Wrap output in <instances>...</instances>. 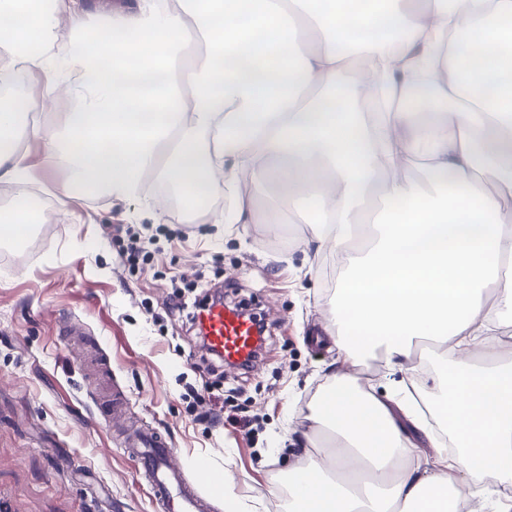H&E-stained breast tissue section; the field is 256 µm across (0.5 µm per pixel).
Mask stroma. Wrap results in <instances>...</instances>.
<instances>
[{"instance_id":"35a3bbf8","label":"stroma","mask_w":512,"mask_h":512,"mask_svg":"<svg viewBox=\"0 0 512 512\" xmlns=\"http://www.w3.org/2000/svg\"><path fill=\"white\" fill-rule=\"evenodd\" d=\"M65 176L36 188L54 208L19 250L0 241V507L5 512H154L125 426L171 443L208 512L233 493L247 512H285L277 478L304 450L301 416L328 376L351 363L334 317L327 257L301 246V224H182L147 219L104 193L59 208ZM142 256L130 259L133 247ZM260 313L270 336L242 372L195 354L186 313L215 288ZM223 394L236 423L200 418L188 388ZM225 471L218 491L206 470Z\"/></svg>"}]
</instances>
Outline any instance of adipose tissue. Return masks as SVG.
Listing matches in <instances>:
<instances>
[{
    "label": "adipose tissue",
    "mask_w": 512,
    "mask_h": 512,
    "mask_svg": "<svg viewBox=\"0 0 512 512\" xmlns=\"http://www.w3.org/2000/svg\"><path fill=\"white\" fill-rule=\"evenodd\" d=\"M49 3L0 0V183L45 166L65 173L61 198L126 203L149 173L187 201L186 224L302 218L305 246L345 256L326 330L348 359L378 346L391 371L432 367L430 420L330 376L303 417L288 512H448L464 488L511 480L512 357L497 347L512 313V0H134L101 24L86 0ZM34 78L51 96L66 85L74 109L23 149ZM418 80L431 92L406 109Z\"/></svg>",
    "instance_id": "obj_1"
}]
</instances>
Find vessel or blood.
Masks as SVG:
<instances>
[{"instance_id": "obj_1", "label": "vessel or blood", "mask_w": 512, "mask_h": 512, "mask_svg": "<svg viewBox=\"0 0 512 512\" xmlns=\"http://www.w3.org/2000/svg\"><path fill=\"white\" fill-rule=\"evenodd\" d=\"M204 325L226 365L237 367L253 361L256 336L250 320L217 306L206 314ZM131 445L140 449L143 464L150 473L149 484L158 512H205L204 502L183 488L179 470L170 462L172 450L165 438L144 433L134 437Z\"/></svg>"}]
</instances>
